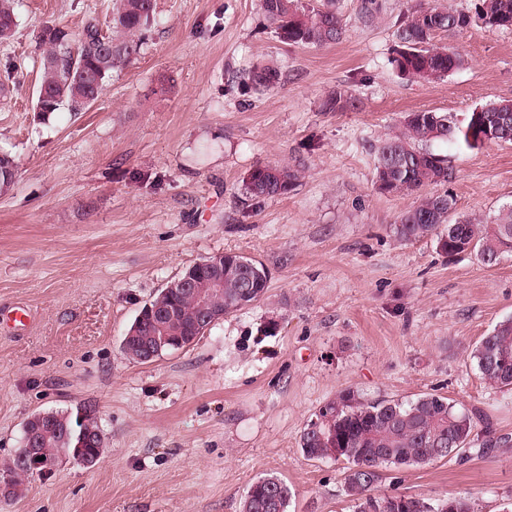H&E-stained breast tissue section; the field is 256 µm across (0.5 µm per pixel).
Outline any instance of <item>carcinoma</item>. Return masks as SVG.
I'll use <instances>...</instances> for the list:
<instances>
[{"label": "carcinoma", "instance_id": "carcinoma-1", "mask_svg": "<svg viewBox=\"0 0 512 512\" xmlns=\"http://www.w3.org/2000/svg\"><path fill=\"white\" fill-rule=\"evenodd\" d=\"M17 0H0V42L10 40L18 27ZM277 37L288 44L325 47L340 41L345 29L336 11L335 0L322 6H305L302 0H259ZM157 14V0H112L109 20L100 23L91 16L75 33L61 23L42 24L36 43L43 47L40 59L41 79L36 92L35 111L49 115L66 108L80 112L100 99L113 74L135 61L142 52ZM477 15L485 24L512 29V0H479ZM470 16L452 8H410L406 20L397 29L398 49L391 63L399 72L424 82L440 80L460 68L463 59L446 46L433 43L440 32H453L469 23ZM274 66L255 68L248 86L264 93L279 83ZM25 83L21 67L6 68L0 81V97ZM354 106L345 90L331 93L324 102L328 111ZM476 131L488 135V141L512 142V100L491 102L478 108ZM474 113L459 121L451 113L418 111L409 113L401 131L385 140L377 149L376 184L383 193L418 192L432 184L448 182L447 159L434 153L436 141L473 146L469 130ZM17 163L8 151H0V185L12 187ZM298 170L287 166H255L244 185L246 197L264 200L288 193L298 182ZM455 200L448 193H426L394 225L396 235L405 241L429 236L437 238L441 251L455 256L471 249L480 260L493 264L497 256L512 253V204L504 206L494 221L478 222L465 218L448 224V213ZM241 258L225 254L224 310L231 314L243 308L242 301L258 302L264 296L269 272L255 259L260 274L240 278L232 262ZM153 299L172 301L175 318L166 322L169 334L184 339L198 334V310L190 300L177 293L159 291ZM481 379L491 386L512 388V319L499 323L482 337L473 352ZM54 424L43 431L39 451L47 459L57 457L61 448H80L92 455L105 438L95 444H80V436L99 430L96 409L52 415ZM473 415L460 410L447 397L424 393L414 400L363 399L351 390L318 410L300 437V448L309 459L335 458L346 462L344 491L353 502V512H474L465 497H447L434 501L398 494H374L372 487L379 470L427 465L435 460L455 458L461 462L482 456L494 448H509L512 438L496 436L485 427L484 438H474ZM291 491L276 476L256 479L248 488L242 512H288Z\"/></svg>", "mask_w": 512, "mask_h": 512}]
</instances>
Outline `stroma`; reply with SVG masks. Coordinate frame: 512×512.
<instances>
[{"label":"stroma","instance_id":"stroma-1","mask_svg":"<svg viewBox=\"0 0 512 512\" xmlns=\"http://www.w3.org/2000/svg\"><path fill=\"white\" fill-rule=\"evenodd\" d=\"M416 0H340L343 39L282 42L257 0H157L141 56L112 76L88 111L34 110L40 24L72 30L112 0H19V27L0 43V72L26 80L0 103V150L18 164L0 195V476L40 412L96 407L106 448L91 467L33 475L0 512H240L249 485L277 475L289 512H352L344 464L306 458L300 436L343 390L366 399L436 393L484 412L512 435V389L485 384L473 352L512 318V253L484 264L447 257L436 238L394 232L416 194L375 185L376 149L409 112L465 115L512 100V29L474 18L476 0H429L471 14L436 36L464 58L436 82L391 63ZM279 84L249 90L250 71ZM344 89L354 108L326 111ZM452 177L453 217L493 221L512 204V143L435 144ZM300 170L283 196L253 201L258 165ZM217 253L261 261L260 301L193 346L149 363L121 341L140 309L188 267ZM30 309L27 324L13 310ZM376 493L461 495L476 512L512 502V448L466 462L386 468ZM280 73L274 66L256 67L248 77V86L255 93H264L279 83Z\"/></svg>","mask_w":512,"mask_h":512}]
</instances>
